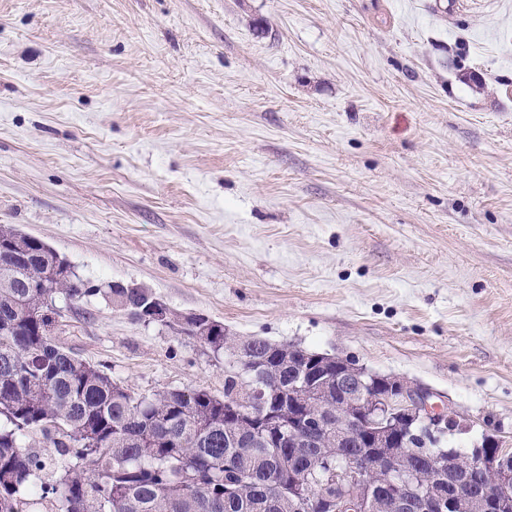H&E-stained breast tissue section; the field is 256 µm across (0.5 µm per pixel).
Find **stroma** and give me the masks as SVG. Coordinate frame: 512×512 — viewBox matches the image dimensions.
<instances>
[{
	"label": "stroma",
	"instance_id": "obj_1",
	"mask_svg": "<svg viewBox=\"0 0 512 512\" xmlns=\"http://www.w3.org/2000/svg\"><path fill=\"white\" fill-rule=\"evenodd\" d=\"M0 224L512 448V0H0ZM61 314L135 393L224 392L198 340Z\"/></svg>",
	"mask_w": 512,
	"mask_h": 512
}]
</instances>
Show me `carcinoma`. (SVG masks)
<instances>
[{
    "label": "carcinoma",
    "instance_id": "cac0c4a2",
    "mask_svg": "<svg viewBox=\"0 0 512 512\" xmlns=\"http://www.w3.org/2000/svg\"><path fill=\"white\" fill-rule=\"evenodd\" d=\"M99 295L141 309L155 297L84 281L40 239L0 225V512H318L294 477L322 486L355 465L383 484L377 449L343 436L336 417V391L355 390L303 371L313 352L287 364L275 343L221 329L204 343L224 353V397L198 387L139 395L53 337L57 300ZM316 381L322 427L298 448L277 447L261 404ZM34 435L40 450L29 446ZM452 454L459 470L441 476L426 452L406 466L438 496L464 490L470 512L500 509V486L465 483L469 454Z\"/></svg>",
    "mask_w": 512,
    "mask_h": 512
}]
</instances>
